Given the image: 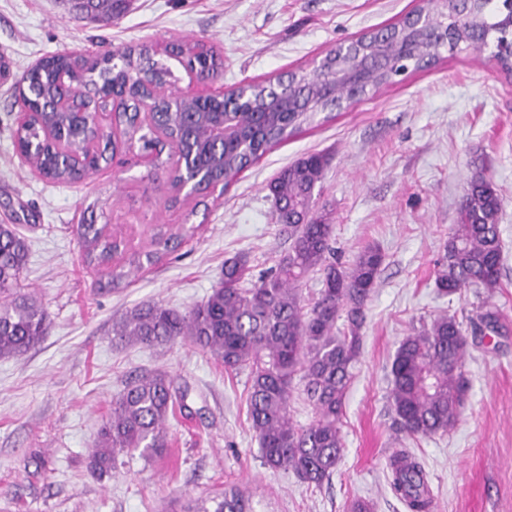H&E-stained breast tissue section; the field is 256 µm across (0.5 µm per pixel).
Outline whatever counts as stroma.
I'll list each match as a JSON object with an SVG mask.
<instances>
[{
    "mask_svg": "<svg viewBox=\"0 0 512 512\" xmlns=\"http://www.w3.org/2000/svg\"><path fill=\"white\" fill-rule=\"evenodd\" d=\"M419 0H132L120 19L80 13L75 0H0V48L19 71L54 52L103 45L160 47L202 39L224 57L219 85L262 83L312 71L340 43L397 23ZM12 84H0V224L29 245L21 286L47 311L44 340L20 357H0V512H183L186 505L239 489L249 512H348L364 499L374 512H408L392 491L387 463L405 450L424 467L432 512H512V72L490 51H441L428 68L350 106L321 112L205 201L170 204L164 172L139 150L110 169L54 185L22 163L14 144ZM310 152L331 157L319 203L334 224L344 263L366 245L384 262L365 306L362 350L346 392L343 453L329 482L315 487L265 467L247 419L248 370L187 343L120 346L112 323L126 310L160 303L187 311L223 277L224 261L247 254L255 271L289 245L275 222L267 185ZM485 174L505 205L498 335L471 348L461 423L445 435L400 432L389 403L390 364L399 341L421 320L472 315V292L445 297L434 283L448 232L472 177ZM108 225L139 251L159 224L192 228L181 247L109 285L88 267L81 221ZM161 370L186 396L167 422L160 457L118 456L97 479L87 459L113 398L137 375Z\"/></svg>",
    "mask_w": 512,
    "mask_h": 512,
    "instance_id": "1",
    "label": "stroma"
}]
</instances>
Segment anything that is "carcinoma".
<instances>
[{
	"label": "carcinoma",
	"instance_id": "carcinoma-1",
	"mask_svg": "<svg viewBox=\"0 0 512 512\" xmlns=\"http://www.w3.org/2000/svg\"><path fill=\"white\" fill-rule=\"evenodd\" d=\"M129 0H79L80 9L97 14L123 13ZM498 0H444L431 15L430 0L400 22L364 34L357 41L330 50L313 72H293L280 96L265 83L247 84L224 92L207 112H166L160 117L170 145L193 152L200 179L224 181L238 175L271 147L285 141L319 112L347 107L352 101L344 72L355 73L356 95L387 86L409 69L438 60L440 49L453 52L465 44L481 50L512 37V14ZM184 67L207 72L222 65L220 55L201 40L174 42L166 47ZM152 71L157 86L169 83L171 73L151 59L145 46H115L95 57L63 51L41 60L15 84V98L30 104L36 117L17 131L16 147L32 148L41 176L54 183H71L75 173L62 159L68 147L86 150L89 167L108 162V143L88 145L94 116L70 112L60 105L58 75L74 85L98 82L104 94L124 87L135 71ZM247 103L236 113L235 138L216 149L212 124L224 117L234 95ZM150 97L143 85L132 83L124 110L127 133H134L136 111ZM329 164L324 153L306 154L282 168L268 185L274 217L290 230L291 245L267 273L253 278L245 254L224 261V281L200 303L180 312L159 303L136 307L112 324L113 340L124 345L154 347L188 342L224 364L227 371L249 370L248 416L264 466L292 473L316 486L329 480L341 458V424L346 391L361 351L364 307L376 288L383 255L364 247L345 266L331 246L329 213L318 207L316 188ZM503 196L491 179L478 175L469 183L452 225L445 253L437 263L435 285L451 296L473 290L478 299L474 315L463 323L454 315H439L405 336L390 366V399L399 430L412 436H433L453 430L467 404L465 363L468 337L498 332L502 314L492 299L501 287L503 246L499 220ZM107 225L84 223L79 242L85 261L110 269L112 283L127 276L116 263L121 258L140 270L176 250L186 232L161 226L151 236L152 250L129 251L123 240L106 232ZM28 244L11 224H0V357L27 353L48 333L49 317L38 302L21 293V276ZM321 282L318 297L304 305L302 287L310 275ZM345 317V327L337 321ZM314 410L312 422L298 426L290 417L289 401L295 382ZM173 392L165 372H147L130 381L112 401V414L102 425L89 469L108 474L119 452L161 455L169 447L165 423L184 404ZM390 486L409 512H430L432 498L420 462L398 453L388 460ZM245 500L231 490L210 504L187 512H245Z\"/></svg>",
	"mask_w": 512,
	"mask_h": 512
}]
</instances>
